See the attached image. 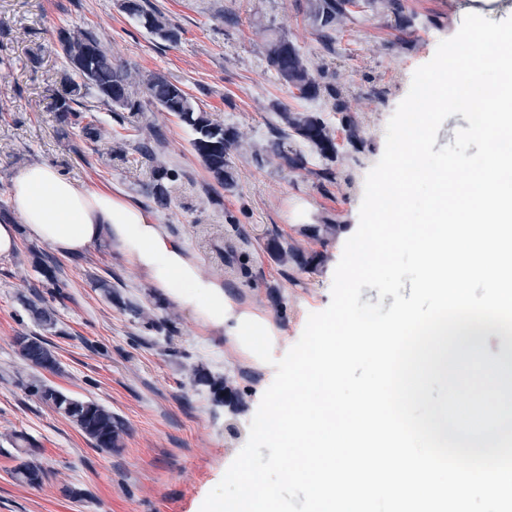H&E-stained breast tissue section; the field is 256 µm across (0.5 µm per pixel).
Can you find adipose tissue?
<instances>
[{
	"mask_svg": "<svg viewBox=\"0 0 512 512\" xmlns=\"http://www.w3.org/2000/svg\"><path fill=\"white\" fill-rule=\"evenodd\" d=\"M8 201L30 235L61 254H78L104 240L114 243L153 287L191 308L203 326L222 330L233 343L256 332L268 335L264 319L235 313L223 286L203 280L184 247L122 192L77 186L39 163L15 178Z\"/></svg>",
	"mask_w": 512,
	"mask_h": 512,
	"instance_id": "1",
	"label": "adipose tissue"
}]
</instances>
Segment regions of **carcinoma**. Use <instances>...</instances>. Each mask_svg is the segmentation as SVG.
Instances as JSON below:
<instances>
[{"label": "carcinoma", "instance_id": "obj_1", "mask_svg": "<svg viewBox=\"0 0 512 512\" xmlns=\"http://www.w3.org/2000/svg\"><path fill=\"white\" fill-rule=\"evenodd\" d=\"M127 11L135 16L140 25L161 40L175 42L179 32L160 12L151 8L148 0H128ZM360 0H308L307 11L315 27L318 38L328 48L334 41L336 24L354 13L353 7ZM60 56L66 67L75 71L81 82L72 83L65 90V96L57 99L55 111L58 121L78 130L80 135L92 142L102 138L103 127L92 114L88 99L110 107L112 112H129L137 118L144 112L143 101L134 86L138 75L123 61L112 56L101 45L100 40L89 29L62 31L59 37ZM266 61L280 80L296 91V97L311 101L326 93L331 97L336 92L320 81L315 72L301 55L299 49L287 38L274 36L266 42ZM145 94L148 101L162 112L176 115L192 133L190 146L202 162L213 182L220 188L231 191L236 186V177L230 166L229 156L239 146V135L235 128L211 119L200 105L185 90L155 74L145 81ZM279 124L270 129V138L264 153L271 155L292 170L307 167L304 153L294 147L299 140L307 144L321 159L332 161L338 152L335 131L318 113L291 110L286 105H276ZM178 172L158 164L152 181L146 187L147 196L161 208L170 205L169 183L176 180ZM340 229L338 224H315L307 228L309 236L318 241H326ZM274 257L283 263H290L301 269H313L317 256L293 250L280 242L270 246ZM104 297L115 302L133 317L146 321L152 329H167L166 322L151 318L136 302L125 299L112 290L107 281H97ZM26 311L38 322L46 326L54 325L51 315L40 306V299H26ZM194 381L207 388L212 402L217 406L230 404L236 393L221 375H214L204 368L195 370ZM38 398L56 412L74 423L81 432L101 451L110 452L122 445L126 425L112 411L94 400L76 398L46 382L34 386ZM44 468L36 458L21 462L14 469L17 481L31 487L42 484Z\"/></svg>", "mask_w": 512, "mask_h": 512}]
</instances>
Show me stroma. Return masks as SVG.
I'll return each mask as SVG.
<instances>
[{"label":"stroma","instance_id":"1","mask_svg":"<svg viewBox=\"0 0 512 512\" xmlns=\"http://www.w3.org/2000/svg\"><path fill=\"white\" fill-rule=\"evenodd\" d=\"M180 31L167 42L148 33L122 0H0V224L16 217L8 203L13 179L26 167L46 163L79 184L118 188L162 224L196 258L203 279L223 285L237 311L270 322L272 354L282 358L300 338L310 313L331 300L335 268L346 240L359 224L367 173L380 159L386 125L407 95L412 75L453 37L474 0H404L415 17L399 30L383 8L345 19L331 48L320 43L307 0H151ZM93 30L104 48L140 79L160 74L183 88L212 119L234 127L241 146L230 156L234 190L211 189V180L190 146L191 131L174 115L147 107L149 151L126 148L110 155L114 140L128 137L107 106L95 115L111 133L97 143L61 125L55 101L73 73L57 54L60 29ZM288 36L336 86L360 128L350 144L330 97L296 100L269 70L267 38ZM320 113L336 132L335 180L319 173L324 162L310 155L307 169L293 171L274 157L256 159L277 117L275 103ZM178 171L171 205L162 209L145 195L155 161ZM310 224H337L327 244L309 238ZM322 260L311 271L282 265L267 249L270 239ZM54 261L57 285L49 287L34 257ZM135 299L152 316L170 319L173 332L144 322L104 299L95 279ZM41 294L56 320L38 323L20 298ZM39 336L55 351L60 369L24 365L14 340ZM226 376L240 394L237 405H214L193 382L195 369ZM273 366L203 327L147 282L119 250L103 241L64 256L22 235L18 249L0 258V512H200L208 493L249 436V425ZM35 381L95 400L122 419L128 433L121 448L103 452L67 418L30 391ZM28 436L46 470L40 486L13 477L23 453L12 434ZM80 490V498L68 489Z\"/></svg>","mask_w":512,"mask_h":512}]
</instances>
